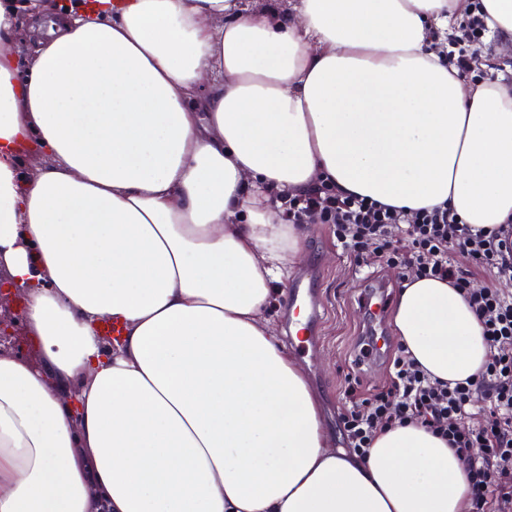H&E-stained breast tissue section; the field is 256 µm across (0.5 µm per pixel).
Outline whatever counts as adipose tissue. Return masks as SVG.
Returning <instances> with one entry per match:
<instances>
[{"instance_id": "obj_1", "label": "adipose tissue", "mask_w": 512, "mask_h": 512, "mask_svg": "<svg viewBox=\"0 0 512 512\" xmlns=\"http://www.w3.org/2000/svg\"><path fill=\"white\" fill-rule=\"evenodd\" d=\"M480 6L512 52V0ZM471 9L0 0V266L41 354L0 349V512H467L463 460L424 427L331 447L267 312L301 250L284 204L320 184L512 223V82L448 65ZM23 10L57 18L31 57ZM393 325L434 379L484 368L448 282L409 278Z\"/></svg>"}]
</instances>
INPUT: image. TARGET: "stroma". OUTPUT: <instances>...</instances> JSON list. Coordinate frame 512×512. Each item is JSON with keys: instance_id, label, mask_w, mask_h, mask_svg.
Masks as SVG:
<instances>
[{"instance_id": "1", "label": "stroma", "mask_w": 512, "mask_h": 512, "mask_svg": "<svg viewBox=\"0 0 512 512\" xmlns=\"http://www.w3.org/2000/svg\"><path fill=\"white\" fill-rule=\"evenodd\" d=\"M311 264L319 273L316 288L324 305L319 344L308 354L294 343H290L289 350L302 364L313 390L321 399L323 419L333 447L341 448L345 440L339 415L346 406L345 377L355 360L354 340L365 316L356 305L354 263L337 247L331 225H304L302 250L289 263L286 277L277 285L272 314L280 339L287 340L286 291L292 280L301 276Z\"/></svg>"}]
</instances>
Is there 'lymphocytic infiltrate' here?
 <instances>
[{"instance_id": "lymphocytic-infiltrate-1", "label": "lymphocytic infiltrate", "mask_w": 512, "mask_h": 512, "mask_svg": "<svg viewBox=\"0 0 512 512\" xmlns=\"http://www.w3.org/2000/svg\"><path fill=\"white\" fill-rule=\"evenodd\" d=\"M483 37L479 15H469L449 57L459 76L473 69ZM291 223L333 227L336 243L356 266L384 263L403 278L435 277L459 288L478 316L489 356L478 378L453 385L431 379L398 348L384 390L357 397L343 414L347 446L366 455L378 431L417 424L445 439L466 463L469 512H512V296L476 288L478 271L512 279V225L495 234L471 233L447 207L415 214L328 187L288 200Z\"/></svg>"}]
</instances>
